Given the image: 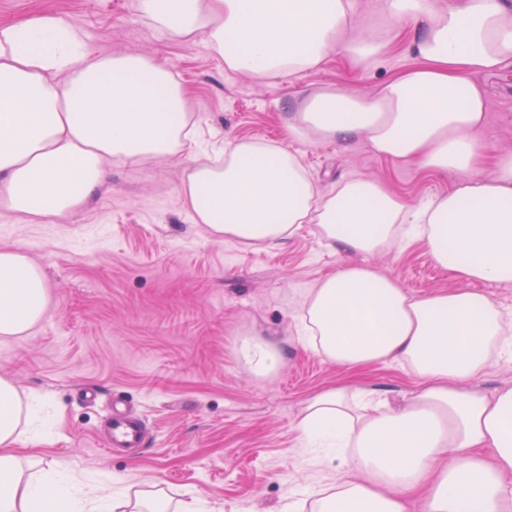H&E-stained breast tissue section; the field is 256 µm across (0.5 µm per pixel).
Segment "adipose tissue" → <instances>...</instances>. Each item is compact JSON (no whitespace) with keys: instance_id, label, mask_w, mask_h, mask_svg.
<instances>
[{"instance_id":"obj_1","label":"adipose tissue","mask_w":512,"mask_h":512,"mask_svg":"<svg viewBox=\"0 0 512 512\" xmlns=\"http://www.w3.org/2000/svg\"><path fill=\"white\" fill-rule=\"evenodd\" d=\"M167 37L208 48L234 72L298 79L331 55L369 66L400 34L415 65L368 96L326 89L296 99L289 139L376 152L460 177L448 194L410 205L383 183L346 178L319 195L299 150L228 139L224 161L189 157L181 186L195 223L215 238L266 245L314 224L323 243L372 256L422 242L456 288L416 298L369 264L345 263L308 288L297 342L345 367L407 365L419 386L398 408L339 385L307 400L304 445L329 444L345 470L313 495L311 512H512V387H470L493 361L512 360V321L487 292L512 283V154H491L481 132L479 74L512 60V0H378L380 22L355 24L358 0H137ZM168 66L133 52L96 53L81 29L45 14L0 25V210L20 223L76 213L104 185L112 160L184 155L194 127ZM49 303L43 269L0 246V336L26 334ZM260 378L281 350L245 338ZM0 376V512H167L161 489L100 491L80 473L23 467L16 445L36 412Z\"/></svg>"}]
</instances>
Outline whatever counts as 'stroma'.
I'll use <instances>...</instances> for the list:
<instances>
[{
	"label": "stroma",
	"instance_id": "1",
	"mask_svg": "<svg viewBox=\"0 0 512 512\" xmlns=\"http://www.w3.org/2000/svg\"><path fill=\"white\" fill-rule=\"evenodd\" d=\"M47 13L81 28L92 51H136L171 66L209 146L233 137L285 140L288 106L301 94L368 95L413 64L395 42L367 68L335 57L298 80L262 81L225 70L202 42L167 39L141 20L137 0H0V24ZM482 81L483 137L512 153V74ZM294 147L324 194L342 178L363 177L416 204L457 179L385 158L361 137L346 150L311 138ZM187 167L184 159L113 162L107 185L69 220L0 217V244L41 266L50 296L27 335L0 339V375L42 399L20 448L104 487L155 483L176 499L200 496L214 512H288L344 468L331 449L303 446L304 402L348 384L401 405L418 381L403 365L351 370L299 346L295 317L305 290L343 262L364 259L325 246L310 224L260 248L212 237L180 195ZM367 260L417 298L458 285L419 242ZM249 331L277 340L283 352L280 370L263 381L240 356ZM116 395L146 427L137 452L103 450Z\"/></svg>",
	"mask_w": 512,
	"mask_h": 512
}]
</instances>
